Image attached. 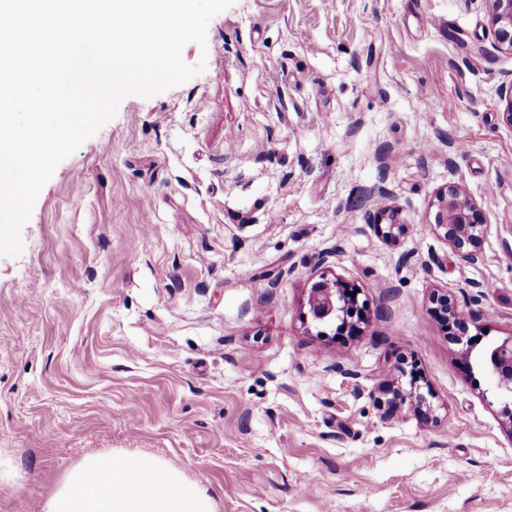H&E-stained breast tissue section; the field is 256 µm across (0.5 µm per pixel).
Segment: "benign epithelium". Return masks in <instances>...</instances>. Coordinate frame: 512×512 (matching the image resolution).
Masks as SVG:
<instances>
[{"mask_svg": "<svg viewBox=\"0 0 512 512\" xmlns=\"http://www.w3.org/2000/svg\"><path fill=\"white\" fill-rule=\"evenodd\" d=\"M489 27L498 51L512 56V0H483ZM501 101L505 102L503 119L512 127V81L499 88ZM436 209L434 226L448 243L463 265H475L482 259V243L488 233L482 207L467 196L455 183L439 188L432 202ZM312 275L317 280L311 285L304 317L313 324L324 327L335 322L346 324L357 316V304L315 268ZM457 326L455 340L460 342L474 323L473 311L455 306L448 296L436 298ZM486 364L497 384L500 414L512 421V337L494 346L486 357Z\"/></svg>", "mask_w": 512, "mask_h": 512, "instance_id": "7a95c632", "label": "benign epithelium"}]
</instances>
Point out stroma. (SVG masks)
I'll list each match as a JSON object with an SVG mask.
<instances>
[{"instance_id": "obj_1", "label": "stroma", "mask_w": 512, "mask_h": 512, "mask_svg": "<svg viewBox=\"0 0 512 512\" xmlns=\"http://www.w3.org/2000/svg\"><path fill=\"white\" fill-rule=\"evenodd\" d=\"M182 56L205 70L126 97L0 257V512L113 451L215 512H512V426L466 362L512 336V57L482 0H235ZM450 182L489 226L474 266L431 223ZM320 262L357 331L303 319ZM413 381L431 419L387 406ZM436 301L445 308L447 315L450 314L456 323L458 332L455 334V340L462 341L469 331V325L476 319L474 312L472 310L464 311L455 306V303L451 302L446 295L437 296Z\"/></svg>"}]
</instances>
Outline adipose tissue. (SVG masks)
<instances>
[{
	"mask_svg": "<svg viewBox=\"0 0 512 512\" xmlns=\"http://www.w3.org/2000/svg\"><path fill=\"white\" fill-rule=\"evenodd\" d=\"M39 512H214L212 500L156 456L84 458Z\"/></svg>",
	"mask_w": 512,
	"mask_h": 512,
	"instance_id": "adipose-tissue-1",
	"label": "adipose tissue"
}]
</instances>
